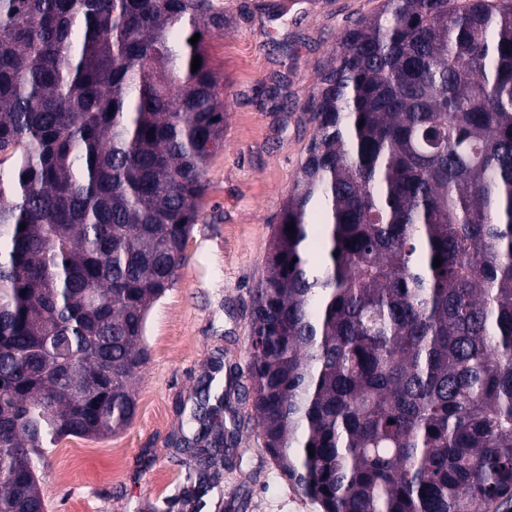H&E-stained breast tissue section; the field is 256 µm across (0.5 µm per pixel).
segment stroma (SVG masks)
<instances>
[{
	"instance_id": "obj_1",
	"label": "stroma",
	"mask_w": 512,
	"mask_h": 512,
	"mask_svg": "<svg viewBox=\"0 0 512 512\" xmlns=\"http://www.w3.org/2000/svg\"><path fill=\"white\" fill-rule=\"evenodd\" d=\"M382 0H215L227 24L207 37L223 77L224 148L206 167L201 218L184 262L151 308L132 423L102 439L66 437L38 465L48 512H316L276 470L257 440L250 403L239 412L243 457L234 458L196 507L174 442L215 357L247 366L252 296L280 209L313 128L305 121L317 67L352 19Z\"/></svg>"
}]
</instances>
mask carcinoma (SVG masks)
<instances>
[{"instance_id": "cac0c4a2", "label": "carcinoma", "mask_w": 512, "mask_h": 512, "mask_svg": "<svg viewBox=\"0 0 512 512\" xmlns=\"http://www.w3.org/2000/svg\"><path fill=\"white\" fill-rule=\"evenodd\" d=\"M223 29L213 0H0V512H46L35 462L135 416L146 319L224 146ZM308 121L236 396L319 512H500L512 0H383L336 39ZM230 399L202 385L178 444L201 487L233 453Z\"/></svg>"}]
</instances>
